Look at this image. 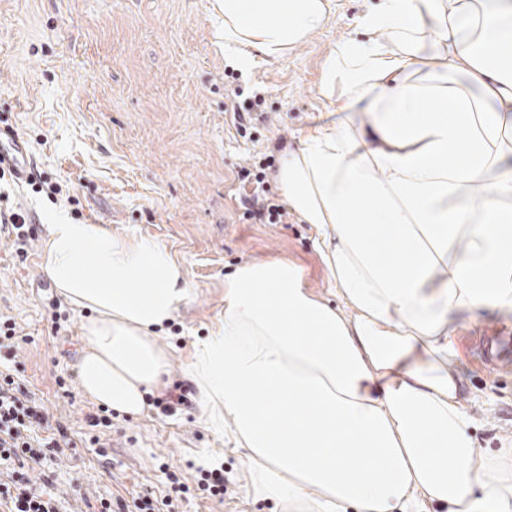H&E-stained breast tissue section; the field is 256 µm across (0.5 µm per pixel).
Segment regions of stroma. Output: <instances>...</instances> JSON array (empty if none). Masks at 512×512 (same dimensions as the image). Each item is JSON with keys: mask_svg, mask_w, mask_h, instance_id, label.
<instances>
[{"mask_svg": "<svg viewBox=\"0 0 512 512\" xmlns=\"http://www.w3.org/2000/svg\"><path fill=\"white\" fill-rule=\"evenodd\" d=\"M364 0H337L327 26L287 59L250 69L224 58V12L218 0H0V130L18 135L28 176L0 180V211L23 210L31 241L17 253L0 236V315L22 336L25 388L61 417L77 445L45 463L61 488L132 499L174 486L160 462L180 468L186 483L197 469L219 465L228 478L223 499L184 500L180 512H278L245 488L240 451L230 430L200 416L189 377L193 344L224 316V278L238 265L286 257L306 270L309 287L326 291L309 225L243 220L237 165L248 156L296 146L332 105L318 92L322 62L352 30ZM262 95L264 112L251 135H238L226 90ZM39 181L59 194L35 192ZM71 217L115 233L155 238L184 261L191 291L158 344L168 356L167 383H182L188 402L169 416L147 406L141 416L113 414L107 456L86 438L97 404L79 384L86 310L63 302L44 270L45 227ZM66 313L53 330L55 310ZM512 335V315L480 312L459 328L452 363L476 420L483 448L512 440V370L489 375L480 338Z\"/></svg>", "mask_w": 512, "mask_h": 512, "instance_id": "stroma-1", "label": "stroma"}]
</instances>
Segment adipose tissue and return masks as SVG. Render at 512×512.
<instances>
[{
  "label": "adipose tissue",
  "instance_id": "adipose-tissue-1",
  "mask_svg": "<svg viewBox=\"0 0 512 512\" xmlns=\"http://www.w3.org/2000/svg\"><path fill=\"white\" fill-rule=\"evenodd\" d=\"M224 54L284 60L336 0H221ZM329 50L343 113L276 173L330 287L288 258L224 279V320L194 344L201 413L231 426L246 488L281 512H512V442L478 446L452 368L485 309L512 314V0H374ZM45 271L90 311L83 393L141 415L164 387L157 330L190 291L156 240L46 227Z\"/></svg>",
  "mask_w": 512,
  "mask_h": 512
}]
</instances>
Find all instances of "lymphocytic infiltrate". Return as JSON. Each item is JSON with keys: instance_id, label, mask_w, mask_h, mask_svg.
Returning a JSON list of instances; mask_svg holds the SVG:
<instances>
[{"instance_id": "obj_1", "label": "lymphocytic infiltrate", "mask_w": 512, "mask_h": 512, "mask_svg": "<svg viewBox=\"0 0 512 512\" xmlns=\"http://www.w3.org/2000/svg\"><path fill=\"white\" fill-rule=\"evenodd\" d=\"M271 157L243 159L240 180H253L242 205L247 218L262 224H284L288 211L265 186ZM19 338L12 319L0 321V512H69L70 496L58 490L39 468L48 457L63 455L67 428L54 421L42 404L22 387L24 370L19 359ZM170 497H157L147 490L132 502L96 499L94 512H177Z\"/></svg>"}]
</instances>
